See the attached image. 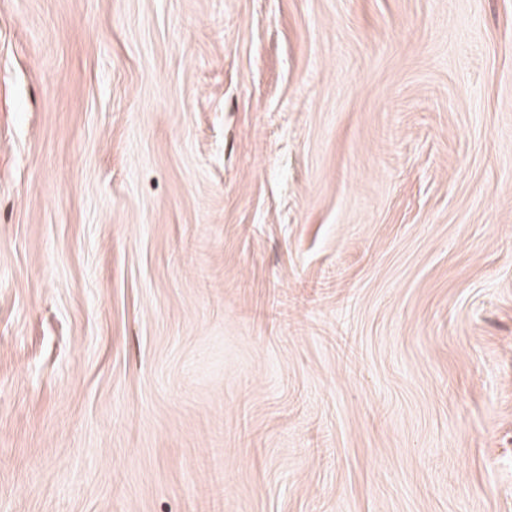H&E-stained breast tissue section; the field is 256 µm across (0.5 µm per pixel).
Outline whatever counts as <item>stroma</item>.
Listing matches in <instances>:
<instances>
[{"instance_id":"1","label":"stroma","mask_w":512,"mask_h":512,"mask_svg":"<svg viewBox=\"0 0 512 512\" xmlns=\"http://www.w3.org/2000/svg\"><path fill=\"white\" fill-rule=\"evenodd\" d=\"M0 512H512V0H0Z\"/></svg>"}]
</instances>
